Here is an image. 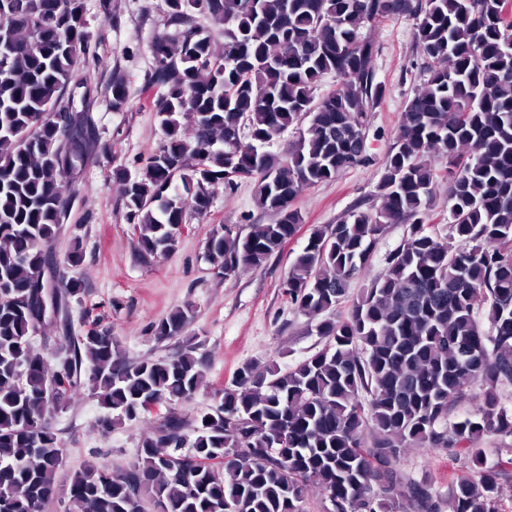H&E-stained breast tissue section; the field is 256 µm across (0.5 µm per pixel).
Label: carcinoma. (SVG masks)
Instances as JSON below:
<instances>
[{
  "instance_id": "cac0c4a2",
  "label": "carcinoma",
  "mask_w": 512,
  "mask_h": 512,
  "mask_svg": "<svg viewBox=\"0 0 512 512\" xmlns=\"http://www.w3.org/2000/svg\"><path fill=\"white\" fill-rule=\"evenodd\" d=\"M506 0H165L185 27L152 44L154 102L166 140L133 176H116L135 249L175 244L212 189L254 184L275 216L247 235L215 229L207 260L224 276L257 269L302 224L294 202L368 161L378 48L363 30L406 16L428 79L401 109L377 186L380 205L356 206L311 229L281 288L324 340L286 368L255 361L186 425L174 407L205 376L197 346L126 362L97 323L65 354L45 355L35 288L61 222L68 177L86 142L65 98L90 34L84 0H0V512H44L58 493L60 443L51 410L84 387L106 410L103 433L140 418L143 400L169 408L143 433L125 468L89 462L70 475L65 512H305L309 493L334 512H438L442 494L405 476L413 448H458L479 479L448 485L449 512H495L498 469L478 443L512 437V11ZM203 12L224 47L192 24ZM336 88L318 94L324 75ZM112 109L127 102L113 73ZM290 129L288 150L267 145ZM448 182L447 230L427 223ZM393 224L406 229L383 271L356 296ZM191 307L170 312L158 339L182 334ZM473 410L456 414L462 405ZM211 422H206V419ZM223 458L217 471L204 461Z\"/></svg>"
}]
</instances>
